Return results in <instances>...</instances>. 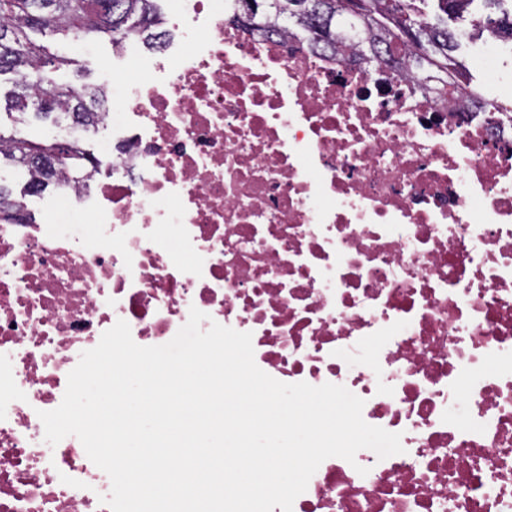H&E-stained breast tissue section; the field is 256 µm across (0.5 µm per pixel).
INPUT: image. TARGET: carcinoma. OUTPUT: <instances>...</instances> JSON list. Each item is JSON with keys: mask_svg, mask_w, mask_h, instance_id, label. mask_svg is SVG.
Returning <instances> with one entry per match:
<instances>
[{"mask_svg": "<svg viewBox=\"0 0 512 512\" xmlns=\"http://www.w3.org/2000/svg\"><path fill=\"white\" fill-rule=\"evenodd\" d=\"M427 0H313L320 12L311 16L299 8L301 0H253L257 10L252 28L262 32L291 31L308 41L311 48L334 55L352 51L368 70L381 61L382 52L403 48V65L414 87L441 94L451 87L466 94L481 112H498L512 119V102L486 100L468 89L469 76L455 54L458 30L448 20L461 19L474 0H435L438 13L430 16L416 6ZM158 0H0V76H10L12 88L5 95L6 106L20 113L33 106L37 118H47L62 107L65 115L86 127L98 123V107L104 103L97 88L84 84H44L33 78L44 69L63 67L84 72L76 59L58 54L36 35L47 33L60 40L74 38L88 30L105 34L113 46L127 36L138 35L150 48L163 40L162 15ZM365 12L362 41L348 42L346 28L336 24V15L351 6ZM477 33H490L512 41V14L480 13L473 16ZM6 159L31 173L25 192H40L55 184L58 173L63 182L78 185L90 176L86 149L56 141L28 138L20 129L6 135L0 131V160ZM22 199L0 185V223L17 224L35 218L23 213ZM23 219H18L19 214Z\"/></svg>", "mask_w": 512, "mask_h": 512, "instance_id": "cac0c4a2", "label": "carcinoma"}]
</instances>
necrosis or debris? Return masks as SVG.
Masks as SVG:
<instances>
[{"instance_id": "4bbe7bcc", "label": "necrosis or debris", "mask_w": 512, "mask_h": 512, "mask_svg": "<svg viewBox=\"0 0 512 512\" xmlns=\"http://www.w3.org/2000/svg\"><path fill=\"white\" fill-rule=\"evenodd\" d=\"M224 7L172 0L122 100L103 69L108 181L0 224V512H110L108 475L39 414L118 320L163 345L194 307L401 436L324 460L292 512H512V125Z\"/></svg>"}]
</instances>
